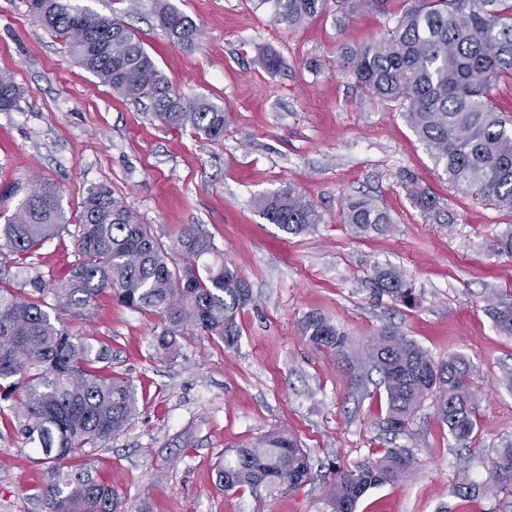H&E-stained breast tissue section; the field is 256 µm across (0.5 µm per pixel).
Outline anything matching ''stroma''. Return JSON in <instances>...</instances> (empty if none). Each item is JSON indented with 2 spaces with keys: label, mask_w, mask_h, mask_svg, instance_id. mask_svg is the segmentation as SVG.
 <instances>
[{
  "label": "stroma",
  "mask_w": 512,
  "mask_h": 512,
  "mask_svg": "<svg viewBox=\"0 0 512 512\" xmlns=\"http://www.w3.org/2000/svg\"><path fill=\"white\" fill-rule=\"evenodd\" d=\"M68 2L123 21L177 91L208 98L228 121L216 142L163 126L71 60L27 0H0V72L23 91L19 109L0 112V225L34 179L59 189L68 218L59 236L14 260L15 284L54 281L77 263L82 202L105 185L160 238L200 225L255 298L239 314L235 348L188 336L174 361L152 347L156 319L110 294L98 296L90 319L74 321L75 332L111 347L113 372L140 399L138 418L91 456L93 476L115 488L120 512H321L330 469L396 445L413 448V471L371 489L357 512H512V487L453 493L462 476L483 482L486 458L512 441V336L488 311L512 306V257L500 252L512 210L449 183L398 104L370 99L338 64L341 47L382 37L403 0L342 20L329 0L297 29L273 23L253 0H169L198 29L189 47L169 41L154 0ZM269 53L280 58L278 70L264 67ZM287 187L318 207L323 219L313 230L286 234L256 208L260 196ZM415 190L435 196V209L416 206ZM360 194L387 209L390 232L361 237L342 222L347 197ZM377 267L399 270L416 305L379 294ZM312 311L332 317L357 348L390 323L435 358L473 362L476 444L451 448L429 403L406 434L383 432L375 388L357 390L343 359L300 335ZM275 428L298 435L316 480L259 496L218 486L213 468L224 451ZM45 478L31 444L0 415V512H41L31 490Z\"/></svg>",
  "instance_id": "1"
}]
</instances>
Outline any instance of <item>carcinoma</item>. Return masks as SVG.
Segmentation results:
<instances>
[{
	"label": "carcinoma",
	"mask_w": 512,
	"mask_h": 512,
	"mask_svg": "<svg viewBox=\"0 0 512 512\" xmlns=\"http://www.w3.org/2000/svg\"><path fill=\"white\" fill-rule=\"evenodd\" d=\"M39 24L59 38L77 64L124 98L150 102L155 118L173 129L193 130L210 141L224 137L227 114L209 100L173 91L143 42L124 23L66 0H30ZM347 15L377 11L386 0H336ZM405 8L379 39L342 52L348 76L372 99L397 102L430 151L436 167L455 185L482 200L512 209V116L491 92L512 79V0H403ZM327 0H257L273 21L298 28L322 14ZM159 26L178 45L193 43L196 26L157 0ZM20 87L0 74V111L19 108ZM263 217L287 234L321 223L317 206L288 187L257 200ZM67 223L53 184L30 190L0 228V255L25 256L59 235ZM343 223L360 235L383 234L390 214L367 196L348 199ZM78 262L50 287L18 288L0 269V414L8 410L47 464V479L33 498L44 512H117L114 488L96 481L89 457L120 436L140 414V401L125 377L112 373L110 347L96 336H75L66 318L92 313L96 298L110 293L120 304L161 322L154 348L174 358L188 327L232 349L241 336L238 315L252 300L249 282L221 260L210 235L185 225L165 245L106 186L89 189L75 239ZM378 289L404 306L413 289L394 269H379ZM497 329L512 335V306L492 308ZM299 331L314 347L347 357L351 339L329 316L310 312ZM354 386L381 376L382 430L408 431L427 399L448 427L452 448H469L478 436L476 366L462 356L436 360L392 324L381 326L349 360ZM412 449L386 448L353 469H332L325 512H356L371 488L402 481L414 469ZM489 481L464 480L454 493L467 497L512 486V443L488 459ZM315 480L308 449L297 435L271 430L224 453L216 483L255 494Z\"/></svg>",
	"instance_id": "1"
}]
</instances>
